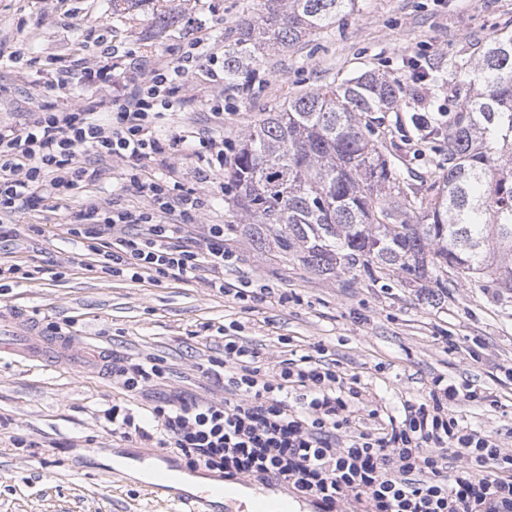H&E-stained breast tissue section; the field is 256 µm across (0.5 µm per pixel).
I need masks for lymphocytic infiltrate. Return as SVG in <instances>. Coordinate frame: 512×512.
Masks as SVG:
<instances>
[{
	"instance_id": "f902f5d3",
	"label": "lymphocytic infiltrate",
	"mask_w": 512,
	"mask_h": 512,
	"mask_svg": "<svg viewBox=\"0 0 512 512\" xmlns=\"http://www.w3.org/2000/svg\"><path fill=\"white\" fill-rule=\"evenodd\" d=\"M100 27L92 58L58 67L49 82L64 106H43L20 125L0 123V240L17 237L15 217L33 199L70 200L95 185L100 162L119 159L140 170L165 147L186 143L181 134L161 141L156 122L180 109L182 87L197 73L218 75V59L203 56L197 36L189 50L164 61L118 53ZM108 85V97L91 96ZM95 161L87 163L83 155ZM139 206L93 199L71 214L70 232L87 240L102 273L184 281L206 272L223 288L224 227L206 224L200 196L162 179L131 177ZM207 231L197 234V224ZM224 398L219 402L160 396L151 414L160 423L157 443L175 448L190 467L236 480L275 476L313 503L315 512H512V454L495 435L466 426L453 413L484 393L433 378L427 397L404 403L402 416L364 410L357 376L303 354L263 373L256 348L224 338ZM112 373L130 392L162 378L155 362L115 360Z\"/></svg>"
}]
</instances>
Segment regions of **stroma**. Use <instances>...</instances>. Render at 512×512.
<instances>
[{"label": "stroma", "mask_w": 512, "mask_h": 512, "mask_svg": "<svg viewBox=\"0 0 512 512\" xmlns=\"http://www.w3.org/2000/svg\"><path fill=\"white\" fill-rule=\"evenodd\" d=\"M265 0H137L116 11L112 0H0V52H19V63L0 66V122H21L43 102L63 105L40 80L59 58L87 41L100 25L112 30L119 51L164 55L192 43L196 27L210 32L209 52L224 54V32L259 13ZM174 10L179 21L155 33L154 16ZM70 11L71 27L58 14ZM512 31V0H358L320 35L285 52L271 53L247 93L221 84L224 115L215 118L190 87L188 102L163 116V134L194 129L223 137L224 164L232 166L242 135L262 113L277 109L294 93L340 83L366 71L409 78V60L431 62L440 77L430 84L436 104L448 103L456 70L478 51L477 42ZM420 97L406 93L385 115L386 140L410 153L414 172L426 177L436 164L411 133L410 117L422 111ZM200 162L191 147L170 152L146 174L199 187ZM91 189L68 204L39 203L21 215L37 232L0 243V260L28 270L25 279L0 287V312L26 314L38 325L71 327L61 361L45 364L21 354H0V512H189L195 490L182 498L156 490L141 473L161 463L177 475L217 480L192 469L174 449L155 441L115 437L105 411L131 409L147 418L155 394H183L219 401L224 387L202 377L199 366L223 358L224 336L242 337L256 347L268 372L290 354L314 345L324 358L358 375L369 407L397 411L404 401L425 396L432 377L445 376L488 396L487 402L454 406L469 427L498 435L512 452V294L493 283L477 287L449 281L440 303L405 286L398 273L369 279L363 272L316 275L299 261L256 246L232 203L231 189L213 182L204 198L209 223L224 227V248L235 261L225 281L268 289L266 300L241 302L208 287L203 277L185 282L131 280L94 269V254L68 231L70 213L87 199L120 193L125 206L139 200L124 187L130 172L107 163ZM288 302H280V295ZM98 350L96 360L84 355ZM154 359L164 369L154 392H127L112 374L118 358Z\"/></svg>", "instance_id": "1"}]
</instances>
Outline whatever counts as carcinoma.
Listing matches in <instances>:
<instances>
[{"instance_id": "cac0c4a2", "label": "carcinoma", "mask_w": 512, "mask_h": 512, "mask_svg": "<svg viewBox=\"0 0 512 512\" xmlns=\"http://www.w3.org/2000/svg\"><path fill=\"white\" fill-rule=\"evenodd\" d=\"M266 14L224 32V82L267 51L319 35L356 0H267ZM469 93L452 112L415 121L417 139L446 155L442 173L414 179L374 139L405 88L366 72L265 112L228 173L234 206L261 247L319 275L402 274L431 301L447 275L512 291V34L482 42Z\"/></svg>"}]
</instances>
